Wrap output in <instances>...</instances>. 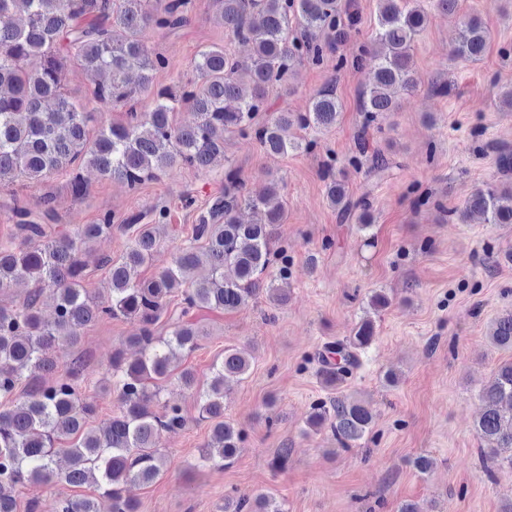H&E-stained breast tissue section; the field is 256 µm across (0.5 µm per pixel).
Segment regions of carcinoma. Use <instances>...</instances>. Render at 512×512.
<instances>
[{"mask_svg":"<svg viewBox=\"0 0 512 512\" xmlns=\"http://www.w3.org/2000/svg\"><path fill=\"white\" fill-rule=\"evenodd\" d=\"M0 0V188L18 180L38 185L66 173V189L75 197L87 187L80 170L130 188L160 179L177 166L206 169L224 152V135L255 138L275 155L308 151L313 141L288 138V130L327 129L336 123L342 103L334 86L317 92L307 111H267L270 89L288 83L297 67L319 65L325 49H334L350 36L352 25L341 21V0H220L224 27L251 46L241 61L222 47H210L193 61L194 77L157 87L154 74L166 67L140 33L152 26L175 29L185 22L186 0ZM428 15L409 0H378L373 41L374 84L360 101L362 129L395 110V93L413 87L411 45L424 30ZM318 30L326 41L316 43L309 32ZM488 31L478 17L462 22L450 49L454 59L477 60L487 48ZM38 60L34 68L28 67ZM75 62L96 73L93 96L105 109L149 98L150 109L128 112L123 123L92 128L94 113L83 111L65 91V69ZM187 105L197 115L194 124L178 126L177 108ZM326 196L343 219L352 216L358 229L371 227L369 205L352 198L345 177L332 167L324 171ZM41 216L18 198L12 211L23 245L0 247V290L27 285L19 305H0V512H17L16 491L23 485L62 482L80 486L89 481L112 501L110 512H138L126 495L131 483L149 484L165 469L159 448L161 435L183 429L188 418L178 405L149 411L160 401L165 385L175 380L196 394L199 416L211 423L209 442L200 452L201 465L228 467L243 441L244 430L224 416L229 379L242 380L252 367L251 357L236 348L224 349L213 366L207 387L196 389L193 374H174L178 352L194 350L204 330L187 318L194 311H229L261 297L278 307L288 302L286 250L279 246L278 225L285 210L278 183L253 196L235 169L224 173V193L200 210L193 227L194 246H174L169 267L147 280L133 278L157 248L158 224H122L135 235L117 259L97 258L109 267L110 288L95 296L84 287L93 243L112 233L115 217L104 214L96 224L72 233L47 234L45 222L54 219V199L44 197ZM245 208L260 214L244 223ZM461 221L471 213L488 224H512V185L480 187L457 210ZM207 275L190 277L201 264ZM54 301V319L41 314L44 296ZM178 296L181 313L165 336L156 325ZM123 317L140 324L130 339L138 354L112 357V387L118 412L102 426H93V404L80 392L82 364L73 362L65 377L46 382L35 370L52 373L53 349L74 344L86 327ZM375 337L374 321L362 319L344 341L327 346L334 361L321 359L318 375L328 389H337ZM491 342L512 348V312L501 315L490 331ZM483 412L475 424L483 453L501 468L512 470V360L500 364L484 386ZM368 405L349 396L331 397L313 405L308 428H328L339 447L348 449L372 430ZM57 512H100L91 497L62 498ZM224 512H287L269 492L254 501L224 496Z\"/></svg>","mask_w":512,"mask_h":512,"instance_id":"cac0c4a2","label":"carcinoma"}]
</instances>
